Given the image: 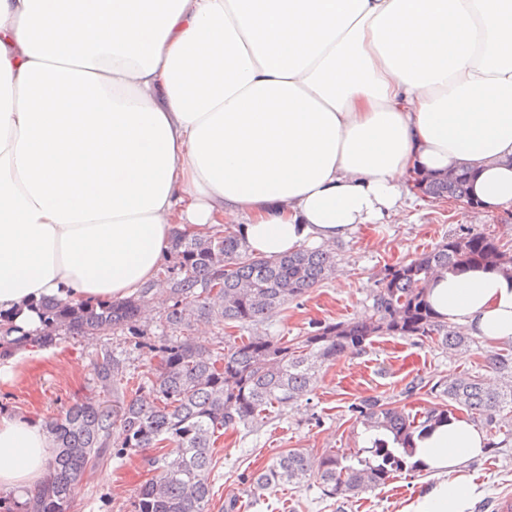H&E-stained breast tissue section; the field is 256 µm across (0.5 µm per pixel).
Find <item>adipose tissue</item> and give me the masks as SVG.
Here are the masks:
<instances>
[{"label": "adipose tissue", "mask_w": 512, "mask_h": 512, "mask_svg": "<svg viewBox=\"0 0 512 512\" xmlns=\"http://www.w3.org/2000/svg\"><path fill=\"white\" fill-rule=\"evenodd\" d=\"M472 172L512 208V0H0V313L97 305L153 280L174 231L237 225L275 257L410 208L417 172ZM448 323L512 339V277L439 274ZM431 482L401 512H471L462 417L413 441ZM54 454L0 413V490Z\"/></svg>", "instance_id": "1"}]
</instances>
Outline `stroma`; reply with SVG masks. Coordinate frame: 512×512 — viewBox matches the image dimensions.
Wrapping results in <instances>:
<instances>
[{
    "instance_id": "obj_1",
    "label": "stroma",
    "mask_w": 512,
    "mask_h": 512,
    "mask_svg": "<svg viewBox=\"0 0 512 512\" xmlns=\"http://www.w3.org/2000/svg\"><path fill=\"white\" fill-rule=\"evenodd\" d=\"M468 231L491 234L512 247V210L487 212L460 201L425 199L414 202L402 223L363 225L350 238L331 244L335 274L289 301L258 330L292 338L320 322L360 317L372 307L385 264L412 259ZM106 347L126 358L136 373L148 375L150 354L129 337L66 340L37 348L13 367L11 377L0 378V411L40 421L90 395L91 358ZM488 349L481 339L467 348L446 350L416 338L384 336L343 355L322 370L311 393L281 415L251 430L226 431L214 450L212 512H224L233 499L241 504V512H399L420 491L424 472L397 476L376 490L346 499L324 496L313 480L301 487L280 485L255 497L249 477L291 448L319 452L363 447L365 428L354 407L364 399L375 397L419 413L435 403L431 387L438 380L472 371L486 382L499 383V374L484 359ZM485 433L488 452L468 469L486 484L488 494L473 512H498L501 499L512 498V408H505ZM151 476L148 455L112 459L77 490L73 512H132L138 489Z\"/></svg>"
}]
</instances>
